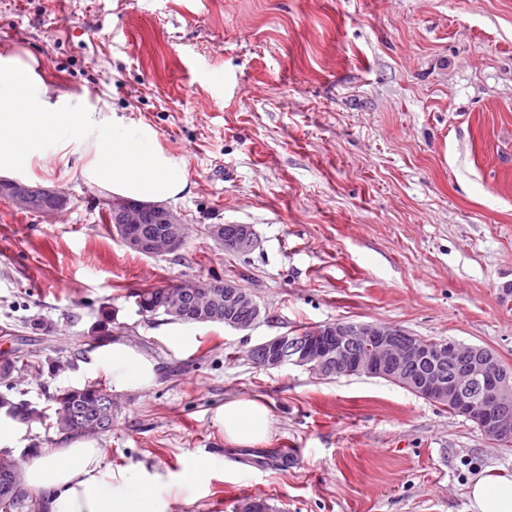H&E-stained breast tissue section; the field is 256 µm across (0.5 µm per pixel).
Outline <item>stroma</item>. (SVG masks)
<instances>
[{
  "label": "stroma",
  "instance_id": "1",
  "mask_svg": "<svg viewBox=\"0 0 512 512\" xmlns=\"http://www.w3.org/2000/svg\"><path fill=\"white\" fill-rule=\"evenodd\" d=\"M14 49L151 125L189 190L169 203L185 245L154 257L126 249L106 192L56 159L39 184L65 210L0 200V362L31 361L0 394L39 413L12 457L57 446L60 390L110 384L94 362L107 338L150 355L156 378L113 394L105 463L167 482L212 462L170 512L258 496L274 512H469L474 477L512 473V444L397 384L248 357L305 326L381 322L512 367V0H0V52ZM212 224L252 225L256 249L224 251ZM225 278L260 305L253 329L135 303ZM231 397L269 405L266 443L225 441L213 417Z\"/></svg>",
  "mask_w": 512,
  "mask_h": 512
}]
</instances>
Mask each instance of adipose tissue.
<instances>
[{"mask_svg": "<svg viewBox=\"0 0 512 512\" xmlns=\"http://www.w3.org/2000/svg\"><path fill=\"white\" fill-rule=\"evenodd\" d=\"M74 149L81 153L76 176L114 196L159 203L188 188L183 159L159 146L152 126L55 87L29 52L0 53V178L37 179L48 154L64 160ZM95 360L110 372L118 393L149 386L155 377L153 359L120 341ZM214 421L228 443L246 448L271 434V410L255 398L226 399ZM21 478L43 493L48 512H169L171 501L194 485L184 477L165 486L145 469L112 468L96 441L82 437L65 438L32 457ZM468 499L471 512H512V474L485 469L471 481Z\"/></svg>", "mask_w": 512, "mask_h": 512, "instance_id": "obj_1", "label": "adipose tissue"}]
</instances>
